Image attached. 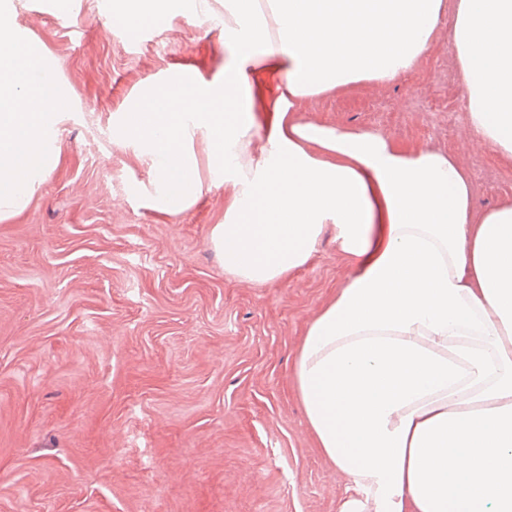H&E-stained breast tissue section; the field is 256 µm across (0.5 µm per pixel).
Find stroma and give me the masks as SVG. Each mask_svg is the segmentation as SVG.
Returning <instances> with one entry per match:
<instances>
[{
	"mask_svg": "<svg viewBox=\"0 0 512 512\" xmlns=\"http://www.w3.org/2000/svg\"><path fill=\"white\" fill-rule=\"evenodd\" d=\"M77 96L57 167L0 222V512H340L294 367L351 259L325 234L271 287L225 274L210 246L223 187L168 214L112 116L176 71L224 70L221 29L181 20L126 40L101 0H11ZM443 20L418 67L304 99L302 122L374 130L455 155L486 210L512 200V158L473 140Z\"/></svg>",
	"mask_w": 512,
	"mask_h": 512,
	"instance_id": "stroma-1",
	"label": "stroma"
}]
</instances>
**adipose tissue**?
Returning <instances> with one entry per match:
<instances>
[{"label": "adipose tissue", "instance_id": "adipose-tissue-1", "mask_svg": "<svg viewBox=\"0 0 512 512\" xmlns=\"http://www.w3.org/2000/svg\"><path fill=\"white\" fill-rule=\"evenodd\" d=\"M143 15L203 26L211 8L122 0L116 18ZM444 15V0H224L223 77L180 71L113 124L150 167L155 210L229 191L211 243L233 278L281 282L329 229L352 260L295 365L347 480L341 512H512V201L476 209L450 154L294 117L409 73ZM452 49L471 136L512 157V0H458Z\"/></svg>", "mask_w": 512, "mask_h": 512}]
</instances>
